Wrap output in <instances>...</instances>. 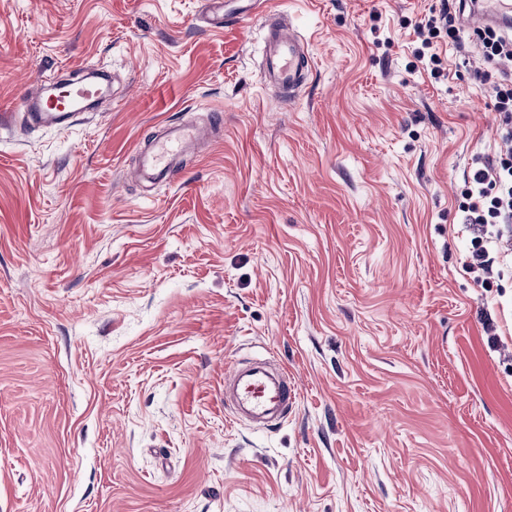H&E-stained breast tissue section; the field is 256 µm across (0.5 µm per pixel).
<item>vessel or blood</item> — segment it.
<instances>
[{
  "label": "vessel or blood",
  "instance_id": "obj_1",
  "mask_svg": "<svg viewBox=\"0 0 512 512\" xmlns=\"http://www.w3.org/2000/svg\"><path fill=\"white\" fill-rule=\"evenodd\" d=\"M263 28L262 78L279 86L286 95H294L305 72L312 66L306 43L296 30L285 24L281 12L267 11ZM89 95V89L80 87L72 96L44 101L41 111L32 113L31 118L37 123H66L74 113L84 111ZM208 129L184 122L169 128L166 136L147 153L148 167L160 177L172 178L175 171L170 165L171 159L206 139ZM224 391L229 395L234 416L269 426L284 420L297 399V391L287 372L272 373L266 360L246 365L236 362L227 367Z\"/></svg>",
  "mask_w": 512,
  "mask_h": 512
}]
</instances>
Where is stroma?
<instances>
[{
    "instance_id": "1",
    "label": "stroma",
    "mask_w": 512,
    "mask_h": 512,
    "mask_svg": "<svg viewBox=\"0 0 512 512\" xmlns=\"http://www.w3.org/2000/svg\"><path fill=\"white\" fill-rule=\"evenodd\" d=\"M223 2L0 0V512H512V268L474 282L457 210L501 146L477 50L418 66L441 0H266L312 56L289 102ZM86 66L103 106L29 122ZM258 356L299 391L267 428L224 407ZM208 136L209 130L203 127L193 123H179L169 128L166 136L155 143L146 154V163L160 177L170 179L175 174L170 160Z\"/></svg>"
}]
</instances>
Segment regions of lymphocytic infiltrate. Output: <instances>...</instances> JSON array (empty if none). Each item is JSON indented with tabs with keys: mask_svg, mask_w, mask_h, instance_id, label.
<instances>
[{
	"mask_svg": "<svg viewBox=\"0 0 512 512\" xmlns=\"http://www.w3.org/2000/svg\"><path fill=\"white\" fill-rule=\"evenodd\" d=\"M466 0H446L439 15L428 17L414 26L421 44L418 60L428 67L437 66V40L447 34L464 48L463 19ZM482 57L494 64V71L477 69L473 77L485 85L499 118L503 145L492 155L476 154L467 175L458 210L463 223L469 224L473 237L467 267L480 285H488V276L497 259L498 248H510L507 234L512 233V35L497 27L477 30Z\"/></svg>",
	"mask_w": 512,
	"mask_h": 512,
	"instance_id": "f902f5d3",
	"label": "lymphocytic infiltrate"
}]
</instances>
